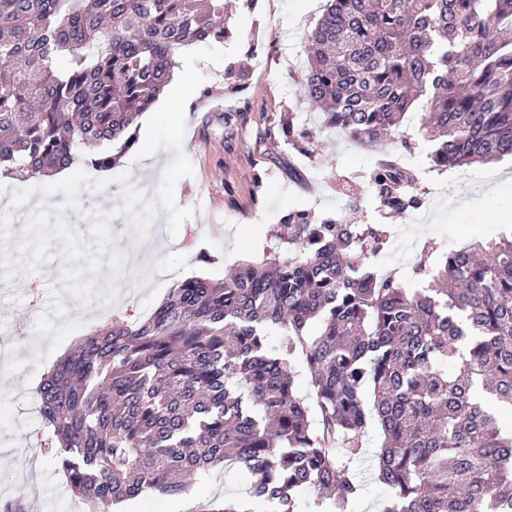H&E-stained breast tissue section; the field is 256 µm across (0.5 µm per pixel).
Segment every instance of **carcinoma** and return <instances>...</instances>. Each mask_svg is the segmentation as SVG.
<instances>
[{
    "instance_id": "cac0c4a2",
    "label": "carcinoma",
    "mask_w": 512,
    "mask_h": 512,
    "mask_svg": "<svg viewBox=\"0 0 512 512\" xmlns=\"http://www.w3.org/2000/svg\"><path fill=\"white\" fill-rule=\"evenodd\" d=\"M233 36L224 0H0V163L20 178L111 168L180 51ZM305 43L302 95L352 140L393 138L417 105L435 168L512 157V0H327ZM416 180L392 152L368 174L390 217L419 205ZM283 224L284 251L177 282L42 378V442L67 486L118 512L231 464L273 512H302L306 490L350 512L376 424L381 512H512V233L419 264L409 288L373 261L383 225ZM295 355L313 405L294 392Z\"/></svg>"
}]
</instances>
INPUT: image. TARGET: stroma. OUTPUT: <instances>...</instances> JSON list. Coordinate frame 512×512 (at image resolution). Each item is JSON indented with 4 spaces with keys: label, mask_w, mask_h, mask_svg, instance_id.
<instances>
[{
    "label": "stroma",
    "mask_w": 512,
    "mask_h": 512,
    "mask_svg": "<svg viewBox=\"0 0 512 512\" xmlns=\"http://www.w3.org/2000/svg\"><path fill=\"white\" fill-rule=\"evenodd\" d=\"M230 2L240 49L226 62L197 64L205 80L188 105L181 144L193 173L175 185L177 206L192 215L178 233L170 232L161 209L142 239L127 216L114 217L113 243L102 256L101 271L84 280L101 290L114 285L116 295L90 313L63 280L64 242L51 239L47 259L33 271L30 255L15 248L21 233L11 232L13 246L0 259V331L14 337L0 362V500L23 497L29 512H77V497L40 443L36 388L42 375L78 337L110 317L138 322L178 281L195 275L223 279L243 260L278 247L289 212L386 223L383 253L389 269L406 280L416 265L434 261L441 252L512 230V158L436 171L428 145L419 139L420 110L408 112L402 126L412 140L410 149L397 139L363 146L327 127L302 97L298 77L283 58L305 59L304 33L321 17L326 0H258L252 10L245 0ZM254 43L262 47L256 58L248 54ZM234 64L248 68L247 89L237 94L225 84ZM290 125L310 132L319 152L308 154L303 140L289 143ZM268 128L274 136L267 140ZM387 150L397 151L417 172L423 193L418 209L385 221L365 173ZM123 187L113 184L106 197L80 193L78 209H64L72 232L90 241L93 215L121 206ZM380 443L377 429L363 439L365 454L357 464L363 489L353 512H379L388 495L372 475V454ZM247 489L240 473L227 469L192 497L148 494L127 503L123 512H194L213 497H246Z\"/></svg>",
    "instance_id": "obj_1"
}]
</instances>
